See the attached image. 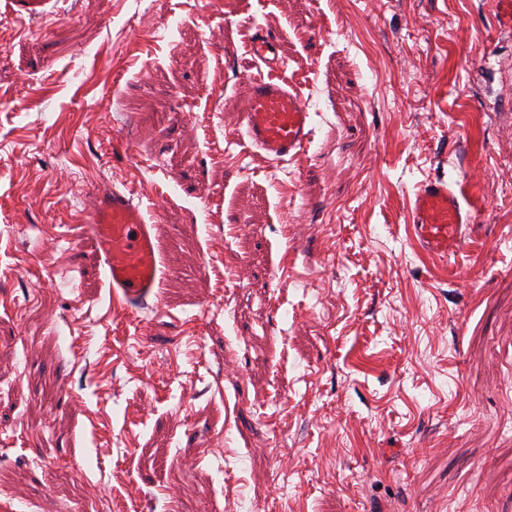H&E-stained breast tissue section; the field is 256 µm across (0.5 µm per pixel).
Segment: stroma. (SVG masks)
Listing matches in <instances>:
<instances>
[{
    "label": "stroma",
    "instance_id": "stroma-1",
    "mask_svg": "<svg viewBox=\"0 0 512 512\" xmlns=\"http://www.w3.org/2000/svg\"><path fill=\"white\" fill-rule=\"evenodd\" d=\"M0 0V512H512V33L490 0ZM313 114L249 148L255 30ZM467 184L456 261L407 232ZM158 210L160 298L82 230ZM52 0H7L8 13L18 19L36 18L47 14L46 6Z\"/></svg>",
    "mask_w": 512,
    "mask_h": 512
}]
</instances>
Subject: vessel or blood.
Listing matches in <instances>:
<instances>
[{
  "label": "vessel or blood",
  "instance_id": "1",
  "mask_svg": "<svg viewBox=\"0 0 512 512\" xmlns=\"http://www.w3.org/2000/svg\"><path fill=\"white\" fill-rule=\"evenodd\" d=\"M50 0H6L12 16L36 18L46 13ZM247 51L266 66L252 77L240 108V125L247 140L268 162L279 163L302 153L312 135V114L306 101L284 80L276 78L284 63L274 53L269 33L256 31ZM84 229L104 261L113 298L129 312L148 299L158 298L164 269L155 217L123 191L98 194L84 215ZM410 232L426 254L450 260L463 247L465 232L474 222L473 209L463 188L434 178L423 182L409 202Z\"/></svg>",
  "mask_w": 512,
  "mask_h": 512
}]
</instances>
